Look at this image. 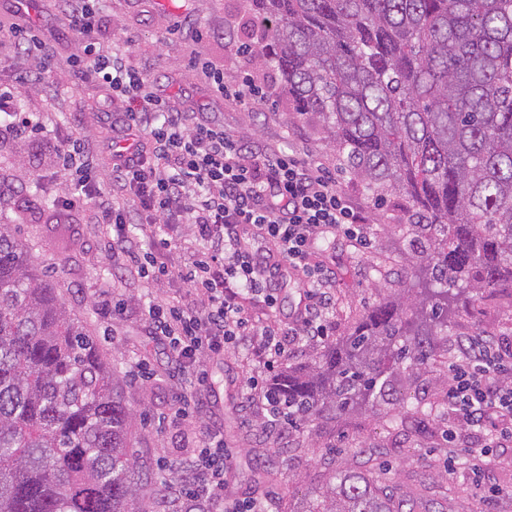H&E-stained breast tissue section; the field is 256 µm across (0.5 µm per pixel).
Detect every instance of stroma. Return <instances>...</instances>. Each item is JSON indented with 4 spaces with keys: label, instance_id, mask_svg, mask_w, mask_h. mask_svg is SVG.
Segmentation results:
<instances>
[{
    "label": "stroma",
    "instance_id": "stroma-1",
    "mask_svg": "<svg viewBox=\"0 0 512 512\" xmlns=\"http://www.w3.org/2000/svg\"><path fill=\"white\" fill-rule=\"evenodd\" d=\"M105 42L129 51L134 64L154 80L157 90L171 96L182 112H207L225 129L261 144L294 150L324 163L336 177L337 189L371 220L372 247L355 246L345 238L326 239L317 258L335 272L333 334L345 335L354 321L379 303L395 300L399 282L414 251L403 200H376L338 161L329 136L318 118L293 112L279 89L273 68H257L233 38L242 22L241 0H108ZM31 14L41 17L56 51V64L38 85L19 87L18 98L30 112L63 114L68 127L88 139L95 152H105L113 137L110 125L96 121L110 92L93 81L76 77L68 56L79 44L58 29L45 0H34ZM202 56L224 69L225 84H252L262 90L261 101L212 98L207 85L190 66ZM50 153H36L31 142L0 144V224L10 225L26 246L34 264L58 288L67 307L85 322L108 358L117 360L124 393L136 415L131 453L150 470L181 464L192 442L188 426L170 425V409L187 384L176 374L166 348L150 334L139 298L154 292L161 298L190 301L192 294L179 277L149 288L144 280L114 276L109 235L88 223L82 209L62 210L47 205L30 214L15 205L29 193L54 195L60 190L51 175ZM122 300L120 313L103 317L97 303L102 295ZM495 333L512 338V300L499 296L478 300L469 315H459L451 336ZM209 384L201 394L197 426L223 434L232 456L234 476L225 496L240 501L252 494L241 470L258 463L282 471L271 491L272 506L287 502L291 512H305L310 500L323 492L332 471L373 460L385 479L412 491L426 489L431 498L447 501L450 512H512V455L488 462L485 472L497 495L477 487L469 466L471 450L460 442L455 471L443 465V415L422 411L416 419L390 424L389 414L417 400L435 401L439 376L447 374L445 358L422 369L395 403L378 410L339 418L327 415L307 431L264 427L263 411L243 395L249 375L244 355L221 353L206 361Z\"/></svg>",
    "mask_w": 512,
    "mask_h": 512
}]
</instances>
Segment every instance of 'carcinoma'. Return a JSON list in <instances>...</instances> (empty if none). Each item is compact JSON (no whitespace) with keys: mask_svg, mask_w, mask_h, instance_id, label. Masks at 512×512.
Returning a JSON list of instances; mask_svg holds the SVG:
<instances>
[{"mask_svg":"<svg viewBox=\"0 0 512 512\" xmlns=\"http://www.w3.org/2000/svg\"><path fill=\"white\" fill-rule=\"evenodd\" d=\"M241 35L352 177L398 196L422 249L402 298L365 312L274 391L294 427L374 409L441 355L460 296H512V0H248ZM133 414L95 337L0 225V512H151L171 496L130 454ZM266 495L274 474L246 476ZM305 512H448L375 469Z\"/></svg>","mask_w":512,"mask_h":512,"instance_id":"obj_1","label":"carcinoma"}]
</instances>
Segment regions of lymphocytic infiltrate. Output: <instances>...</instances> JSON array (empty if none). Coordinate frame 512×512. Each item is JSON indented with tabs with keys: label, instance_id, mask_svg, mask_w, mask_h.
I'll use <instances>...</instances> for the list:
<instances>
[{
	"label": "lymphocytic infiltrate",
	"instance_id": "obj_1",
	"mask_svg": "<svg viewBox=\"0 0 512 512\" xmlns=\"http://www.w3.org/2000/svg\"><path fill=\"white\" fill-rule=\"evenodd\" d=\"M65 30L81 43L68 65L105 85L125 102L118 113L124 148H110L109 180L82 138L45 144L47 118L17 107V88L39 83L55 62L31 22L0 26V45L29 59L15 84L0 83V142L27 138L50 147L62 185L58 205L82 208L89 221L112 231V255L130 275L159 284L179 276L192 288V304L155 300L142 311L192 390L183 392L174 418L189 421L208 383L206 357L245 354L250 399L267 420L282 416L271 398L267 372L293 346L324 338L331 329L334 271L316 262L320 239L340 235L365 246L366 217L340 193L322 163L274 145H256L226 131L202 112H181L161 95L128 53L106 45L105 0H52ZM193 253L173 268V250ZM305 290L303 308L286 314L280 292L287 276ZM446 440L468 437L483 458L512 447V343L488 334L456 337L443 393ZM230 455L224 437L208 433L180 472L181 490L218 512H268L264 501L225 504Z\"/></svg>",
	"mask_w": 512,
	"mask_h": 512
}]
</instances>
